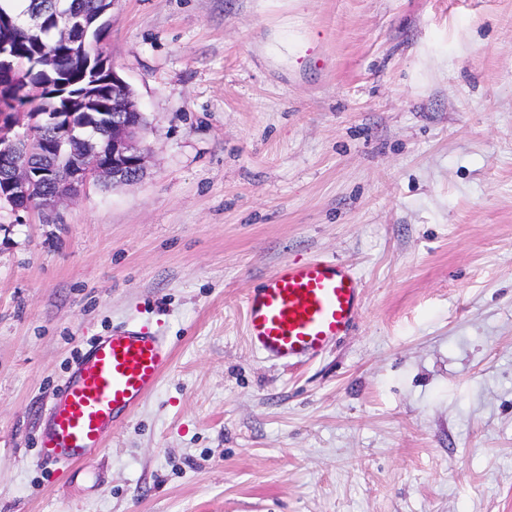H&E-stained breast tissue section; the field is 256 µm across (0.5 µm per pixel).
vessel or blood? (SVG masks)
I'll use <instances>...</instances> for the list:
<instances>
[{
  "mask_svg": "<svg viewBox=\"0 0 512 512\" xmlns=\"http://www.w3.org/2000/svg\"><path fill=\"white\" fill-rule=\"evenodd\" d=\"M362 295L360 279L345 262H281L246 295L248 341L269 361L315 358L350 332ZM172 358L170 340L159 331L119 326L97 338L45 416L40 464L61 470L93 460L108 433L155 391Z\"/></svg>",
  "mask_w": 512,
  "mask_h": 512,
  "instance_id": "b4317fda",
  "label": "vessel or blood"
}]
</instances>
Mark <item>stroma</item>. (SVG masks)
Wrapping results in <instances>:
<instances>
[{"label": "stroma", "instance_id": "obj_1", "mask_svg": "<svg viewBox=\"0 0 512 512\" xmlns=\"http://www.w3.org/2000/svg\"><path fill=\"white\" fill-rule=\"evenodd\" d=\"M142 178L0 212V512H512V0H117ZM361 277L319 358L252 350L279 263ZM127 322L174 349L90 464L40 413Z\"/></svg>", "mask_w": 512, "mask_h": 512}]
</instances>
